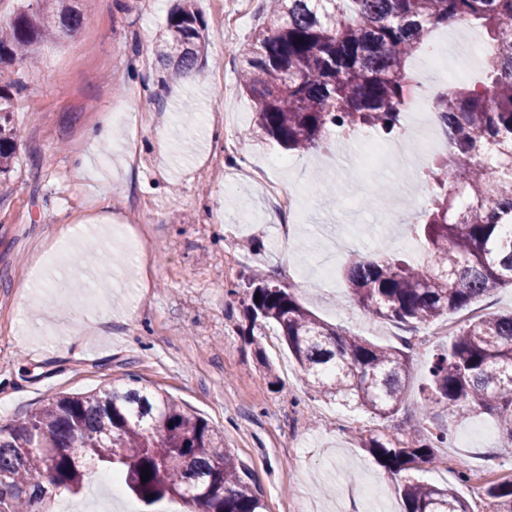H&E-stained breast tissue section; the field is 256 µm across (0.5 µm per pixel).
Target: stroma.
Segmentation results:
<instances>
[{"instance_id":"stroma-1","label":"stroma","mask_w":512,"mask_h":512,"mask_svg":"<svg viewBox=\"0 0 512 512\" xmlns=\"http://www.w3.org/2000/svg\"><path fill=\"white\" fill-rule=\"evenodd\" d=\"M77 4L85 20L72 37L45 44L36 64L0 65L16 129L0 173V426L51 395L134 378L223 437L266 512H400L397 480L361 441L425 431L418 407L433 355L468 319L512 311V286L415 328L369 319L340 276L320 285L315 268L329 261L340 273L372 252L411 257L382 223L388 199L372 185L405 182L406 168L424 160L409 156L373 178L355 144L340 152L331 139L298 153L259 136L238 49L261 24L264 0H196L209 76L171 84L154 49L173 0ZM224 11L234 27L218 24ZM116 113L125 123L97 139ZM273 158L287 167L270 166ZM241 165L296 194L294 224L282 227L259 184L225 191L222 173ZM319 178L329 194L314 193ZM140 233L152 249L127 266L125 242ZM258 271L325 322L380 345L409 339V389L395 416L323 399L277 331L252 341L242 290ZM105 313L110 321L96 323ZM497 427L479 413L454 426L425 480L485 512V498L457 474L512 480V447L485 436Z\"/></svg>"}]
</instances>
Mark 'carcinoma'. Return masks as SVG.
<instances>
[{
    "label": "carcinoma",
    "mask_w": 512,
    "mask_h": 512,
    "mask_svg": "<svg viewBox=\"0 0 512 512\" xmlns=\"http://www.w3.org/2000/svg\"><path fill=\"white\" fill-rule=\"evenodd\" d=\"M265 12L240 52L242 87L255 101L263 135L297 152L320 147L337 127L399 133L408 61L430 34L450 20L487 33L485 82L444 87L434 97L448 156L416 174L430 184L426 205L409 224L422 261L358 256L344 281L367 316L404 324L433 322L512 285V0H273ZM83 23L71 0H36L0 28V62L31 61L42 43L67 38ZM204 30L194 0L169 13L155 54L170 81L203 73ZM9 124L1 115L0 169L13 157ZM250 284L244 304L252 324L278 329L320 396L380 418L399 411L409 343H372L321 320L289 288L259 276ZM430 375L422 418L433 405L452 423L480 410L497 418L512 444V312L465 322L435 355ZM448 434L438 426L426 435L362 441L384 468L404 475L403 512H470L456 490L418 478ZM90 462L119 471L142 512L175 498L187 512H264L252 478L208 423L135 379L54 395L37 412L1 426L0 512H39L51 490L80 493ZM485 495L491 512H512L511 480L489 485Z\"/></svg>",
    "instance_id": "carcinoma-1"
}]
</instances>
